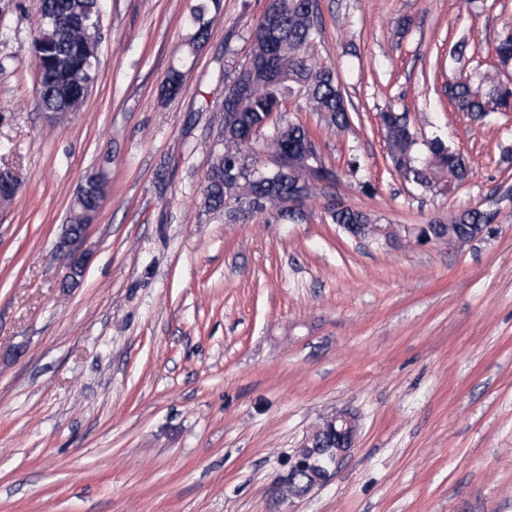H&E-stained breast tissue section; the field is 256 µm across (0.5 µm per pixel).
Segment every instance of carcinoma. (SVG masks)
<instances>
[{
  "mask_svg": "<svg viewBox=\"0 0 512 512\" xmlns=\"http://www.w3.org/2000/svg\"><path fill=\"white\" fill-rule=\"evenodd\" d=\"M276 3L283 29L279 47L282 76L270 81L257 75L242 108L226 100L224 111L236 113L239 127L248 130L260 124L285 98L302 96L312 111L322 114L328 125L338 130L349 128L350 109L335 71L312 61L307 54V47L320 36L317 0H276ZM99 5L100 0H37L39 29L30 47L39 69L37 106L55 118L78 111L85 101L84 87L95 84L98 78V32L85 18L98 11ZM218 6V0H198L192 8L187 21L191 33L186 42L190 51L207 40L210 13ZM494 52L501 67L512 64L511 28L499 36ZM448 102L455 111L479 122L490 112L512 109V88L498 83L495 73L486 72L476 83L468 77L454 82L448 87ZM379 118L387 136L392 165L420 188L431 189L445 180L450 185L460 183L468 177L470 168L464 156L443 140L433 138L425 148H417L405 114L386 111ZM311 139L303 126L288 123L269 138L264 151L276 153ZM247 155L254 162L259 159L253 146L238 141L224 145V152L216 156L204 177L202 195L206 206L218 210L226 205V200L232 199L250 204L255 211L269 208L291 218L301 216V206L309 198L313 184H307L301 194H296L298 177L293 172H274L261 186L245 180L237 184L224 180V168L239 166ZM96 200L94 191L76 199L74 228L84 223L86 211ZM327 213L331 223L344 229L352 224L371 223L368 213L341 200L328 201ZM448 223L454 235L471 239L486 225L494 223V215L467 209L452 216Z\"/></svg>",
  "mask_w": 512,
  "mask_h": 512,
  "instance_id": "obj_1",
  "label": "carcinoma"
}]
</instances>
